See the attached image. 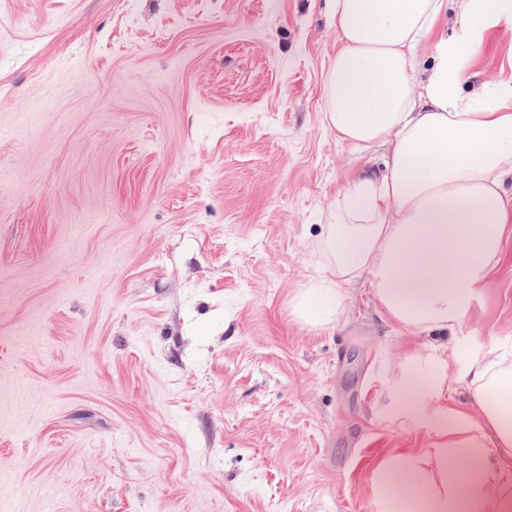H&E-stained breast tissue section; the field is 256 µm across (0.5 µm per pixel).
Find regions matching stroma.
Masks as SVG:
<instances>
[{
	"instance_id": "stroma-1",
	"label": "stroma",
	"mask_w": 512,
	"mask_h": 512,
	"mask_svg": "<svg viewBox=\"0 0 512 512\" xmlns=\"http://www.w3.org/2000/svg\"><path fill=\"white\" fill-rule=\"evenodd\" d=\"M325 0H0V512H377L436 334L292 311L383 147L324 122ZM512 84V22L471 63ZM457 334L512 344V235Z\"/></svg>"
}]
</instances>
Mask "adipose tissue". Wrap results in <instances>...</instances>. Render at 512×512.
<instances>
[{"label":"adipose tissue","mask_w":512,"mask_h":512,"mask_svg":"<svg viewBox=\"0 0 512 512\" xmlns=\"http://www.w3.org/2000/svg\"><path fill=\"white\" fill-rule=\"evenodd\" d=\"M338 45L325 89L337 142L382 145L380 168H360L337 192L318 239L323 262L294 299L313 326L335 322L348 288L369 283L400 327L459 330L512 227V87L469 90V64L489 33L512 21V0H457L451 35L430 42L447 0H326ZM429 50L426 77L416 56ZM479 408L446 405L458 387ZM512 349L493 347L455 372L436 354L412 360L390 387L389 419L427 432L430 447L375 477L378 512H512ZM432 460L436 478L425 476ZM463 459L464 471L449 467Z\"/></svg>","instance_id":"ef3b65f1"}]
</instances>
